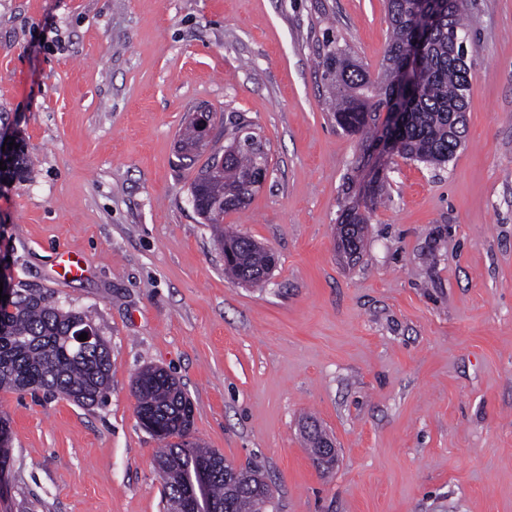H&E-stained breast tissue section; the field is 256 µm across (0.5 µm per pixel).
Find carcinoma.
Masks as SVG:
<instances>
[{
    "label": "carcinoma",
    "mask_w": 512,
    "mask_h": 512,
    "mask_svg": "<svg viewBox=\"0 0 512 512\" xmlns=\"http://www.w3.org/2000/svg\"><path fill=\"white\" fill-rule=\"evenodd\" d=\"M390 38L377 71L365 67L336 33L326 28L319 42L318 68L325 104L337 125L350 134L372 136L385 115L383 133L393 132V154L428 165L448 163L465 137L464 112L470 88L468 66L460 43L470 35L468 0H386ZM431 22L417 66L421 82L397 84L403 53L422 12ZM201 148L189 120L179 135V160L194 164ZM215 157L197 171L190 194L203 195L196 209L210 225L224 252V273L251 287L262 288L276 267L275 254L250 237L224 229V215L257 191L251 175L270 166L262 140L241 137L235 155L221 170ZM383 181H373L363 205L346 207L337 225L338 249L347 258L360 257L371 214L382 200ZM88 321L74 309L50 304L34 293H14L0 300V388L41 391L80 406L102 404L111 391L112 360L104 340L80 348L70 329ZM133 394L138 422L165 442L154 463L163 482L166 512H261L264 498H274L257 469L229 472L224 456L198 441H189L193 408L180 383L162 368L147 367L135 377ZM303 425L313 463L329 470L333 462L319 458L317 437Z\"/></svg>",
    "instance_id": "obj_1"
}]
</instances>
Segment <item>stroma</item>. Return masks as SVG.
I'll use <instances>...</instances> for the list:
<instances>
[{
  "instance_id": "35a3bbf8",
  "label": "stroma",
  "mask_w": 512,
  "mask_h": 512,
  "mask_svg": "<svg viewBox=\"0 0 512 512\" xmlns=\"http://www.w3.org/2000/svg\"><path fill=\"white\" fill-rule=\"evenodd\" d=\"M472 12L466 136L434 167L380 155L322 102L324 26L377 70L384 0H0V136L35 168L0 179V281L85 313L112 359L101 405L0 390V512H164L162 443L134 413L147 366L182 383L191 439L265 472L278 512H512V0ZM199 103L208 152L240 123L270 150L224 217L278 256L265 287L225 276L190 203L176 143ZM378 162L386 195L349 264L336 224Z\"/></svg>"
}]
</instances>
